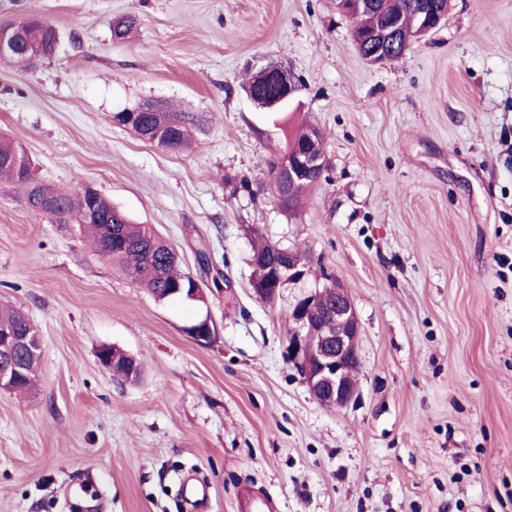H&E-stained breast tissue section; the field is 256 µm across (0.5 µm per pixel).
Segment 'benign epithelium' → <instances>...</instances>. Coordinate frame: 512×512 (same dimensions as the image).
Returning <instances> with one entry per match:
<instances>
[{
	"mask_svg": "<svg viewBox=\"0 0 512 512\" xmlns=\"http://www.w3.org/2000/svg\"><path fill=\"white\" fill-rule=\"evenodd\" d=\"M336 4L352 20L355 47L372 64L385 61L387 53L398 47L408 49L413 42L428 36L448 15V0H432L431 12L415 11L413 27L403 34L394 16L384 19L373 29L361 30L358 28V18L370 8V0H336ZM22 28V22L0 28V55L10 56L18 64L28 67L36 64L42 53L23 46ZM271 79L280 85L281 94H270L258 86L247 89L248 97L262 109H275L301 90L296 75L283 67L261 79V82L266 84ZM320 140L319 130L313 129L303 150L286 155L276 167L273 173L274 187L280 204L287 203L288 182L299 177L315 180L323 172ZM286 256L288 261L282 264V268L288 271V276L280 277L276 287L265 289V294L273 298L277 297L282 282L301 279L308 263V258L291 249L287 250ZM323 298L332 303L329 316L317 323L309 322L308 311ZM289 317L295 322L296 329L289 339L288 360L303 376L314 398L322 404L336 407H345L356 401L360 327L347 289L338 283L317 288L295 304ZM187 334L199 345L210 343L214 335L210 315L199 318L188 327ZM22 346L38 351L40 338L19 336L11 328H0V391H16L20 380L30 377L34 371V368L12 359L14 350ZM98 359L104 367L114 372L128 364L133 357L116 346L104 345L99 349Z\"/></svg>",
	"mask_w": 512,
	"mask_h": 512,
	"instance_id": "1",
	"label": "benign epithelium"
}]
</instances>
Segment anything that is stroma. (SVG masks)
<instances>
[{
  "instance_id": "35a3bbf8",
  "label": "stroma",
  "mask_w": 512,
  "mask_h": 512,
  "mask_svg": "<svg viewBox=\"0 0 512 512\" xmlns=\"http://www.w3.org/2000/svg\"><path fill=\"white\" fill-rule=\"evenodd\" d=\"M29 18L59 45L31 67L0 58V140L38 182L94 187L225 279L206 308L157 302L0 183V307L41 340L32 394L0 392V512H88L90 471L102 512H186L191 469L209 512H256L249 493L276 512H512V0H449L379 64L336 0H0V28ZM271 62L303 83L280 115L244 91ZM145 103L188 113L191 148L113 124ZM307 123L325 170L287 210L270 163ZM259 238L310 259L271 303L251 286ZM328 277L360 326L342 408L287 356L289 312ZM206 313L201 346L185 328ZM103 345L140 379L104 368ZM99 362L106 367L108 370L115 373L116 369L120 366L126 365L129 361L135 360L132 356L127 354L124 350L116 346L104 345L99 349L98 352Z\"/></svg>"
}]
</instances>
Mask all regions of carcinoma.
<instances>
[{
	"label": "carcinoma",
	"instance_id": "1",
	"mask_svg": "<svg viewBox=\"0 0 512 512\" xmlns=\"http://www.w3.org/2000/svg\"><path fill=\"white\" fill-rule=\"evenodd\" d=\"M421 0H373L370 10L361 16L360 28H374L391 15L401 18L403 28L411 26L414 6ZM25 40L47 49L58 41L56 31L37 24L24 29ZM112 122L136 134L140 139L152 141L151 129L159 122L175 126L174 136L157 145L173 151H180L190 144L191 123L183 112H114ZM23 148L11 141L0 140V182L24 189L29 207L42 213V205L56 206L59 221L74 214L82 218L81 201L67 193L54 192L32 182V172H18L13 166V158ZM94 204L99 213V223L83 225L84 231L93 239L96 251L101 256L112 255V267L129 272L134 279L158 302L188 301L186 294L193 287L192 272L182 268V259L177 256L173 245L164 240L152 226L134 224L129 217L103 195H94ZM281 246L259 240L253 246L251 265L254 267L253 287L262 288L274 274V264L281 262ZM175 288L182 289L172 294ZM0 326H8L23 334L38 335L34 325L22 312L12 308H0Z\"/></svg>",
	"mask_w": 512,
	"mask_h": 512
}]
</instances>
